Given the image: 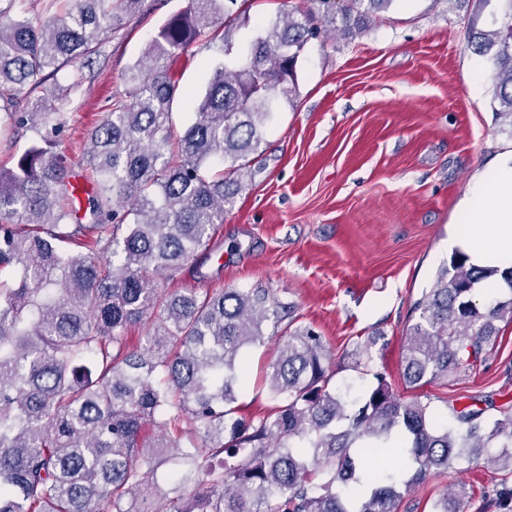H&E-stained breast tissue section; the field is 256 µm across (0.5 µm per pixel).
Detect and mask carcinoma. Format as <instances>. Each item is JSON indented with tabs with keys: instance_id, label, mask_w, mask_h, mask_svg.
Listing matches in <instances>:
<instances>
[{
	"instance_id": "cac0c4a2",
	"label": "carcinoma",
	"mask_w": 512,
	"mask_h": 512,
	"mask_svg": "<svg viewBox=\"0 0 512 512\" xmlns=\"http://www.w3.org/2000/svg\"><path fill=\"white\" fill-rule=\"evenodd\" d=\"M0 6V102L20 127L44 129L0 172V512H129L123 497L147 482L154 448L180 459L191 493L161 497L149 512H399L404 496L454 461L503 471L480 512H512V404L490 417L480 400L445 419L431 402L401 400L372 367L376 338L342 354L370 380L332 383L321 336L293 306L262 288L163 293L156 279L208 259L224 205L252 174L281 98L297 91L308 42L339 29L365 31L395 0H310L262 22L247 48L238 0H185L129 67V99L89 134L96 174L79 217L78 187L56 151L67 98L19 112L21 95L49 74L87 66L101 36L144 0H49L35 23ZM468 44L496 66V115L512 127V0ZM223 30L224 62L206 77L194 117L177 130L179 80L160 60ZM84 247L73 254L65 245ZM505 287L486 300V281ZM512 320V268L475 267L455 250L433 288L411 306L403 378L420 387L485 360L495 322ZM145 327L130 351L126 331ZM279 340L267 373L274 412L239 415L247 349ZM401 458V471L369 468L356 452Z\"/></svg>"
}]
</instances>
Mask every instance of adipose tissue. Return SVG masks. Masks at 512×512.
I'll return each mask as SVG.
<instances>
[{
	"label": "adipose tissue",
	"mask_w": 512,
	"mask_h": 512,
	"mask_svg": "<svg viewBox=\"0 0 512 512\" xmlns=\"http://www.w3.org/2000/svg\"><path fill=\"white\" fill-rule=\"evenodd\" d=\"M452 244L470 264L512 267V152L469 186L455 217Z\"/></svg>",
	"instance_id": "1"
}]
</instances>
